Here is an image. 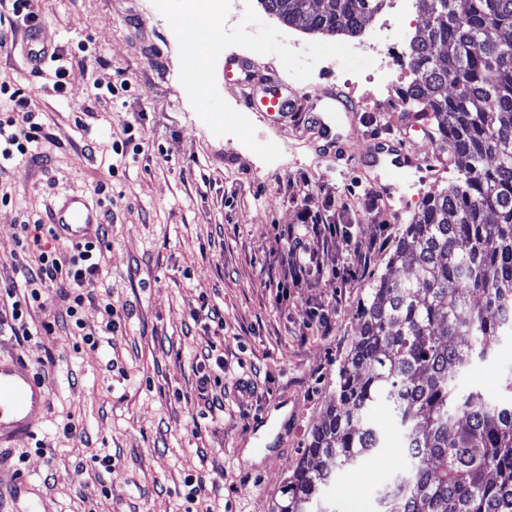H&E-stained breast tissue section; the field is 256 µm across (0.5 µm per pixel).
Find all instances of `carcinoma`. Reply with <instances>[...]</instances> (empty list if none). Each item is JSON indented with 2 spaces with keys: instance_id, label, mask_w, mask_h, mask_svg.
Instances as JSON below:
<instances>
[{
  "instance_id": "carcinoma-1",
  "label": "carcinoma",
  "mask_w": 512,
  "mask_h": 512,
  "mask_svg": "<svg viewBox=\"0 0 512 512\" xmlns=\"http://www.w3.org/2000/svg\"><path fill=\"white\" fill-rule=\"evenodd\" d=\"M382 0H258L290 27L358 37ZM403 101L452 148L458 176L426 197L359 313L334 399L271 512H329L335 470L380 448V402L407 463L380 512H512V377L490 397L456 375L512 337V0H418Z\"/></svg>"
}]
</instances>
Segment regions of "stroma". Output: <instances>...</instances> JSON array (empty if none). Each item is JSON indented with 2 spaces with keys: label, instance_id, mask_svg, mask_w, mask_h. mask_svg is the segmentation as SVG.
I'll use <instances>...</instances> for the list:
<instances>
[{
  "label": "stroma",
  "instance_id": "35a3bbf8",
  "mask_svg": "<svg viewBox=\"0 0 512 512\" xmlns=\"http://www.w3.org/2000/svg\"><path fill=\"white\" fill-rule=\"evenodd\" d=\"M35 7L41 35L33 44L17 33L13 47L0 49V80L33 92L50 140L40 157L0 167V193L11 197L0 204V276L21 278L10 266L20 222L48 221L78 195L108 232L95 292L126 313L118 332L94 348L62 320L52 335L22 344L0 331V356L28 359L50 402L34 439L0 452V512H183L188 476L200 484L197 512H269L334 397L360 304L389 274V257L424 198L457 175L432 121H419L409 106L385 109L411 80L408 56L398 54L397 85L380 94L365 81L373 58L341 53L345 36L291 30L258 5L244 19L253 41L224 49L208 39L210 24L224 19L210 0H37ZM193 34L196 44L186 47ZM35 45L67 58L70 98L51 93L54 62L32 73ZM231 58L247 64L235 80L225 76ZM195 71L203 81L192 79ZM346 81L357 87L356 115L336 116L329 99L309 96ZM92 89L98 98L89 97ZM274 91L321 113V123L259 112L243 99ZM130 128L142 147L134 159L112 152ZM382 140L404 142L413 161L401 183L389 182V159L373 167L360 161L366 144ZM106 181L115 202L95 192ZM304 205L351 225L353 248L374 260L356 281L327 272L279 303L267 271L288 251L279 228L297 223ZM204 301L222 310L223 331L191 318ZM321 307L331 318L326 336L304 323ZM211 347L224 357L220 419L197 391ZM509 374L506 338L493 359L457 382L494 394ZM244 377L255 386L248 397L239 388ZM371 417L385 445L361 467L337 471L326 492L331 512H377L392 463L405 459L388 406ZM247 448L259 462L243 461Z\"/></svg>",
  "mask_w": 512,
  "mask_h": 512
}]
</instances>
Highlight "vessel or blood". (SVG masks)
<instances>
[{"label":"vessel or blood","instance_id":"1","mask_svg":"<svg viewBox=\"0 0 512 512\" xmlns=\"http://www.w3.org/2000/svg\"><path fill=\"white\" fill-rule=\"evenodd\" d=\"M50 228L59 239L77 244L91 240L100 224L86 201L73 197L52 215ZM49 388L24 358H0V447L33 436L48 413Z\"/></svg>","mask_w":512,"mask_h":512}]
</instances>
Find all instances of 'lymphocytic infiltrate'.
<instances>
[{
    "instance_id": "obj_1",
    "label": "lymphocytic infiltrate",
    "mask_w": 512,
    "mask_h": 512,
    "mask_svg": "<svg viewBox=\"0 0 512 512\" xmlns=\"http://www.w3.org/2000/svg\"><path fill=\"white\" fill-rule=\"evenodd\" d=\"M47 139L39 114L32 105V98L9 81L0 82V141L4 149L0 157L26 156L38 150ZM41 221H22L19 225L20 251L15 256L18 267L27 272L24 289H17L13 281H0V327L10 329L18 341H29L33 332L29 321L33 311L47 312L49 306L61 304L72 323L75 333L89 345H96L98 334H113L120 326L121 313L111 300H103L102 319L97 331H86L80 316L84 298L95 288L99 273L96 255L101 242L70 245L63 249L47 246L42 238ZM321 240L325 251H332L338 244H349L352 238L350 225L330 222L318 210L303 208L300 222L288 230V255L278 274L272 275L269 284L276 290L277 301L288 298L290 287L306 277L324 270V260L308 253L307 238Z\"/></svg>"
}]
</instances>
